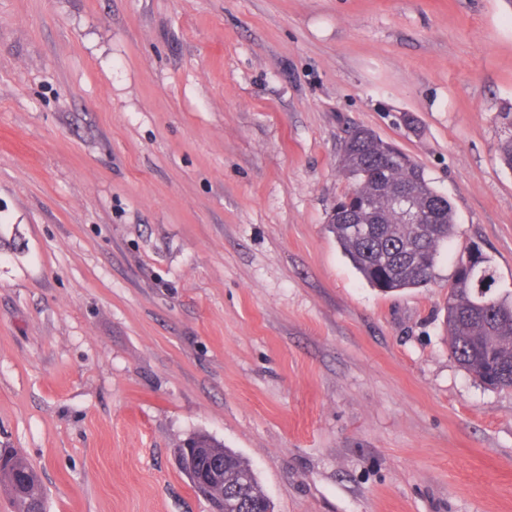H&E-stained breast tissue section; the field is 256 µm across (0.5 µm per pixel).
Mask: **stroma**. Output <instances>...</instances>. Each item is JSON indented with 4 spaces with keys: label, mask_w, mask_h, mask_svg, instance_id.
I'll list each match as a JSON object with an SVG mask.
<instances>
[{
    "label": "stroma",
    "mask_w": 512,
    "mask_h": 512,
    "mask_svg": "<svg viewBox=\"0 0 512 512\" xmlns=\"http://www.w3.org/2000/svg\"><path fill=\"white\" fill-rule=\"evenodd\" d=\"M512 0H0V445L47 512H210L204 432L273 512H512V390L444 324L512 294ZM357 126L455 209L421 288L327 229ZM495 283L492 261L478 247L461 254L448 284L445 323L460 366L484 385L511 389L512 295L479 296V289Z\"/></svg>",
    "instance_id": "obj_1"
}]
</instances>
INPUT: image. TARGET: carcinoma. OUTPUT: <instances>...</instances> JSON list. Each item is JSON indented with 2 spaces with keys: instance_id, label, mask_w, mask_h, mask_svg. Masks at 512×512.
I'll list each match as a JSON object with an SVG mask.
<instances>
[{
  "instance_id": "1",
  "label": "carcinoma",
  "mask_w": 512,
  "mask_h": 512,
  "mask_svg": "<svg viewBox=\"0 0 512 512\" xmlns=\"http://www.w3.org/2000/svg\"><path fill=\"white\" fill-rule=\"evenodd\" d=\"M339 170L346 191L332 205L328 229L361 276L389 293L419 288L434 277L437 257L455 229L451 201L435 189L424 169L393 143L358 127L341 146ZM391 192L419 190L421 202L434 214L431 224H375L360 216V200L378 186ZM496 283L491 259L473 248L455 261L448 284L446 327L449 347L460 366L475 379L497 389L512 388V295L479 289ZM200 448L224 458V502L242 500L244 512L270 508L251 466L206 434L194 436ZM0 486L10 496L12 512H47L46 492L37 470L14 450L0 451Z\"/></svg>"
}]
</instances>
